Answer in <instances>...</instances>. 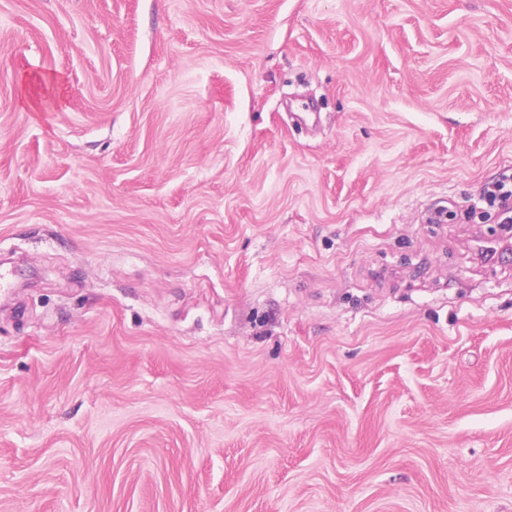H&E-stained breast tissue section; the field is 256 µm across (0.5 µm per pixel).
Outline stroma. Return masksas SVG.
I'll return each mask as SVG.
<instances>
[{
  "mask_svg": "<svg viewBox=\"0 0 512 512\" xmlns=\"http://www.w3.org/2000/svg\"><path fill=\"white\" fill-rule=\"evenodd\" d=\"M510 174L512 0H0V512H512ZM485 201L488 206L502 211L501 221L510 224L512 221L511 176H504L501 180L494 183L491 189L488 188L485 193Z\"/></svg>",
  "mask_w": 512,
  "mask_h": 512,
  "instance_id": "stroma-1",
  "label": "stroma"
}]
</instances>
